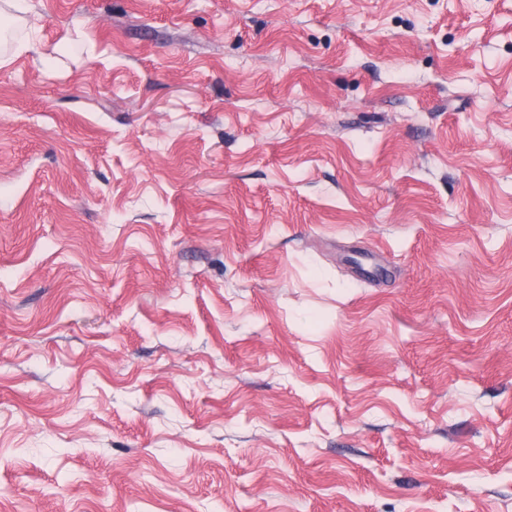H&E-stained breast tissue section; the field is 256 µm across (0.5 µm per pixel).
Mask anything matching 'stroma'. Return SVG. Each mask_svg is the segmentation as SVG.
Returning <instances> with one entry per match:
<instances>
[{
    "mask_svg": "<svg viewBox=\"0 0 512 512\" xmlns=\"http://www.w3.org/2000/svg\"><path fill=\"white\" fill-rule=\"evenodd\" d=\"M0 33V512H512V0Z\"/></svg>",
    "mask_w": 512,
    "mask_h": 512,
    "instance_id": "35a3bbf8",
    "label": "stroma"
}]
</instances>
